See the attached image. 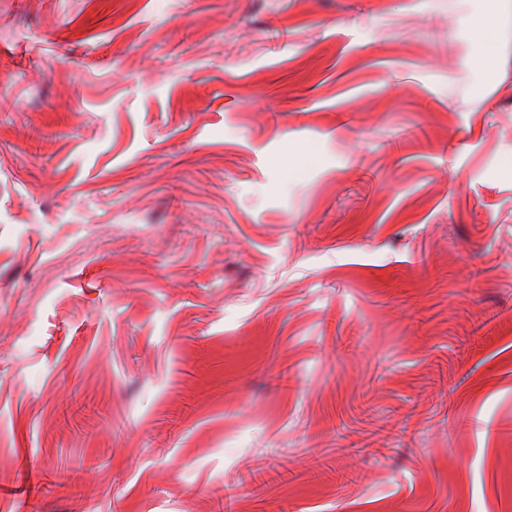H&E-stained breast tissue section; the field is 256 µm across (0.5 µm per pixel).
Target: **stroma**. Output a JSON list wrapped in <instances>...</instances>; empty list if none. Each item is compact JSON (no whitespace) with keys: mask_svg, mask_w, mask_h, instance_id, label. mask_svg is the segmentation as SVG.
<instances>
[{"mask_svg":"<svg viewBox=\"0 0 512 512\" xmlns=\"http://www.w3.org/2000/svg\"><path fill=\"white\" fill-rule=\"evenodd\" d=\"M509 161L512 0H0V512H512Z\"/></svg>","mask_w":512,"mask_h":512,"instance_id":"obj_1","label":"stroma"}]
</instances>
